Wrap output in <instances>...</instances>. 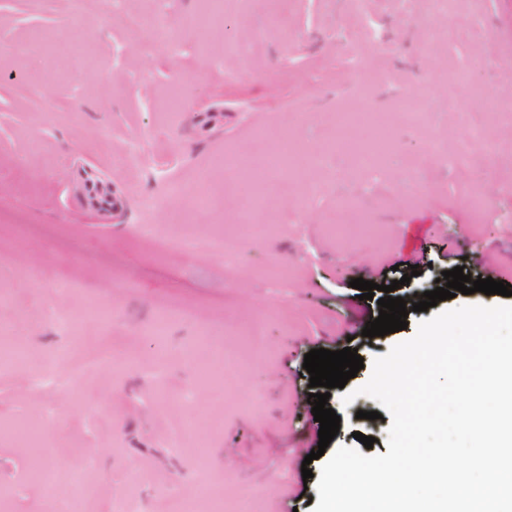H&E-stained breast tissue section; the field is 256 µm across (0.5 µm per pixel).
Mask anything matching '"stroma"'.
<instances>
[{
	"mask_svg": "<svg viewBox=\"0 0 512 512\" xmlns=\"http://www.w3.org/2000/svg\"><path fill=\"white\" fill-rule=\"evenodd\" d=\"M205 0H172L168 36L131 27L155 0H0V341L28 351L25 364L0 369V423L26 420L44 432L40 448L0 434V512H107L132 500L138 512H177L176 496L221 487L246 512H279L277 493L298 512L319 501V423L308 402L310 350L356 349L363 367L327 402L340 418L334 445L355 433L388 451L390 417L368 427L344 391L364 385L377 356L410 339L419 320L465 305H512V296L476 292L409 312L406 329L362 339L378 317L351 280L399 281L396 296L419 302L443 267L485 276L497 258L512 284V125L491 123L487 139L470 138L449 111L453 72L473 75L469 98L512 102V0H464L462 9L494 45L437 41L456 23L451 12H407L402 0H283L278 24L269 0H226L223 25L188 29ZM68 30L72 51L48 56L36 33ZM46 90L29 107L25 84ZM417 100L434 120L400 125V98ZM347 109L379 114L400 162L370 172L341 160L281 174L271 211L293 222L255 238L237 195L217 193L210 206L190 195L201 175L237 150L269 148L287 126L307 152ZM109 137L115 154L99 152ZM467 164H455L460 145ZM139 147L140 158L117 152ZM429 180L419 195L417 171ZM313 200L301 199L307 185ZM155 200L143 210V200ZM151 229L169 244L186 235L223 236L238 262L225 268L199 251L193 265L159 254ZM418 276L403 282L417 258ZM287 280L270 288V268ZM264 317V346L246 349L249 328ZM166 319L164 336L152 329ZM71 321L68 330L61 321ZM233 358L224 378L200 379L191 351L203 332ZM69 351L59 385L33 390L41 358ZM191 403H184V396ZM311 479H303L302 466Z\"/></svg>",
	"mask_w": 512,
	"mask_h": 512,
	"instance_id": "obj_1",
	"label": "stroma"
}]
</instances>
